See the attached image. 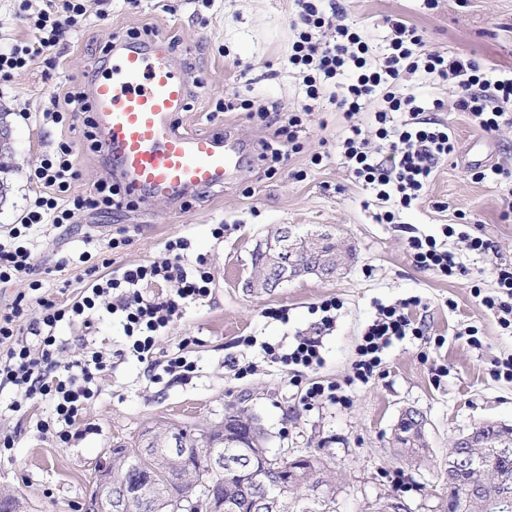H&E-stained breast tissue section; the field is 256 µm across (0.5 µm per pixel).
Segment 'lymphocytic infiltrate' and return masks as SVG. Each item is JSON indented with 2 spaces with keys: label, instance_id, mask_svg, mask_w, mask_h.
Wrapping results in <instances>:
<instances>
[{
  "label": "lymphocytic infiltrate",
  "instance_id": "f902f5d3",
  "mask_svg": "<svg viewBox=\"0 0 512 512\" xmlns=\"http://www.w3.org/2000/svg\"><path fill=\"white\" fill-rule=\"evenodd\" d=\"M85 0H45L44 8L31 20L32 36L20 43L0 44V84L13 73L45 58L48 69H56L52 55L68 29L82 27L87 20ZM298 13L292 23L294 40L288 65L302 79L304 100L298 112L279 124L275 105L241 96L218 102L217 111L242 109L258 113L275 124L276 135L296 143L304 117L321 100L335 104L343 118V131L336 150L347 170L381 206V220L393 222L396 211L411 207L423 195L435 166L456 151V140L447 124L423 117L413 93L404 84L409 75L424 71L448 85L458 111L469 113L482 132L493 133L504 122L506 106L512 105V77L490 80L485 67L475 59L428 47L423 32L401 18L388 21L390 35L385 47L374 46L356 25L348 24L341 0H297ZM380 105L372 121L363 114L372 99ZM74 143L60 140L46 151L27 180L39 194L26 209L20 225L0 241V283L31 276L30 290L38 297V318H29L25 295H18L0 311V384L16 388L24 400L47 403L49 411L37 417V431L66 448L92 432V424L81 416L98 399L100 379L112 367L102 351L87 346L75 355H65L57 342L58 323L69 321L92 329L95 316L116 317L129 339L128 351L147 371L163 368L172 376L194 372V362L176 356L159 364L155 357L159 332L178 318L183 309L202 302L211 294V273L203 257L187 262V240L167 243L168 258L126 268L115 276L92 266L91 252H81L76 262L88 278L86 288L71 303L42 296V280L33 278L36 240L40 225L62 227L75 223L89 210H108L116 204L122 188L102 182L93 192L76 195L73 183L79 171L73 161ZM445 237L457 238L460 252L482 255L492 250L493 241L484 236L445 225ZM408 246L418 267L452 278L465 267L453 252L432 236H412ZM496 290L484 295L482 305L493 312L502 328L512 329V261L499 263L494 272ZM169 283L168 294L143 297L148 284ZM341 307L337 298L321 301V317L311 334L295 336L287 354L265 347L270 362H285L314 368L322 362V337L336 323ZM426 332L423 323L412 320L400 305H381L368 325L354 365L352 379L363 384L378 375L384 351L394 342Z\"/></svg>",
  "mask_w": 512,
  "mask_h": 512
}]
</instances>
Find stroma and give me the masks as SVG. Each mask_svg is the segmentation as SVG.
<instances>
[{
  "instance_id": "stroma-1",
  "label": "stroma",
  "mask_w": 512,
  "mask_h": 512,
  "mask_svg": "<svg viewBox=\"0 0 512 512\" xmlns=\"http://www.w3.org/2000/svg\"><path fill=\"white\" fill-rule=\"evenodd\" d=\"M171 3L172 13L166 10ZM86 5L90 18L66 34L59 69L51 72L36 62L0 89V118L10 130L9 148L0 154L1 235L19 223L36 197L26 181L28 169L69 135L68 129L44 124L42 112L61 97L64 85H84L110 34L147 26L172 43L173 65L190 70L194 80L188 108L177 119L179 132L221 129L255 145L272 140V129L243 110L216 112L217 101L247 90L257 100L276 103L284 115L302 103V82L287 62L296 0H215L209 7L202 0H114L105 21L97 17L102 0ZM343 5L375 44L386 39L388 18L400 17L423 30L431 48L477 58L495 79L512 74V0H435L431 6L426 0H343ZM409 86L424 107L445 101L438 118L447 122L458 148L439 162L423 197L397 213L395 223H378L369 192L349 177L339 157L311 164V156L324 144H335L342 128L334 106L325 103L307 116L300 151L289 153L272 177L264 176L259 160H249L224 187L176 205L89 211L78 223L40 229L38 264L56 270L47 290L52 299L73 298L84 288L83 270L68 263L84 250H91L95 262L109 260L110 271L119 273L164 258L166 244L180 238L190 243L189 258H206L212 292L188 306L157 342L159 361L182 355L196 363L191 377L154 376L130 355L116 361L99 398L83 414L94 431L73 447H56L34 428L46 404L30 402L12 411L17 393L0 387V427L18 433L14 448L0 454V497L18 496L25 512H84L96 470L114 445L132 443L154 426L206 425L234 404L257 417L273 454L287 459L318 454L327 460L336 476L337 512H367L369 504L388 495L408 503L412 512H439L436 494L448 485L454 439L490 420L512 425V381L490 375L495 360L512 355V332L471 293L473 280L492 287L494 267L512 260V181L494 185L471 178L478 166L512 169V125L494 134L480 132L468 113L450 107L447 85L424 72L412 75ZM74 154L80 178L73 192H89L110 179V162L88 143L76 140ZM462 219L479 223L494 250L466 259L467 273L453 278L417 267L408 230L438 238L444 225ZM218 224L224 227L220 238L212 234ZM285 224L301 237L332 233L343 264L329 277H298L262 295L246 291L243 283L255 272L258 246ZM122 228L129 244L108 248ZM88 231L97 237L95 247L84 243ZM332 296L342 307L323 338L317 370L265 358V345L284 349L295 333L309 332L319 319L315 306ZM410 297L419 300L411 314L424 322L425 336L386 349L380 377L347 385L378 305ZM470 325L479 329L481 348L462 335ZM56 336L71 355L86 344L112 352L127 346L121 325L108 316L93 333L64 323ZM234 360L253 364V372L236 375ZM439 365L447 366L448 374L436 383L430 369ZM316 380L343 385L349 405L326 401L304 407V386ZM409 408L425 416L430 445L413 460L392 444L398 418Z\"/></svg>"
}]
</instances>
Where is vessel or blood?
<instances>
[{
	"label": "vessel or blood",
	"instance_id": "obj_1",
	"mask_svg": "<svg viewBox=\"0 0 512 512\" xmlns=\"http://www.w3.org/2000/svg\"><path fill=\"white\" fill-rule=\"evenodd\" d=\"M166 38L119 40L110 62L84 86L99 149L112 176L141 201L176 204L227 183L241 168L244 143L221 133L183 134L191 75L171 65Z\"/></svg>",
	"mask_w": 512,
	"mask_h": 512
}]
</instances>
